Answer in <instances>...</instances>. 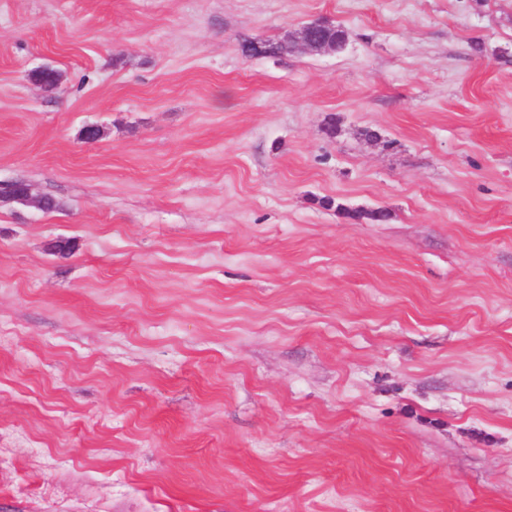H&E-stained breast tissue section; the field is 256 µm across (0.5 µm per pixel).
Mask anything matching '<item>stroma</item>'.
I'll return each mask as SVG.
<instances>
[{"label": "stroma", "instance_id": "obj_1", "mask_svg": "<svg viewBox=\"0 0 512 512\" xmlns=\"http://www.w3.org/2000/svg\"><path fill=\"white\" fill-rule=\"evenodd\" d=\"M12 182L0 512H512V0H0ZM327 22H322L320 20H313L309 23L303 24L298 28L295 34L291 35L288 39V43L291 44L293 49L302 50L305 52H311L313 50L318 51L320 53H335L336 52V44H342L346 41V31L341 27L336 29L332 28H318V27H326L330 26ZM317 28V29H314ZM313 31V35L316 39L329 41L336 43L335 45H331L329 43H315L311 40L310 33Z\"/></svg>", "mask_w": 512, "mask_h": 512}]
</instances>
